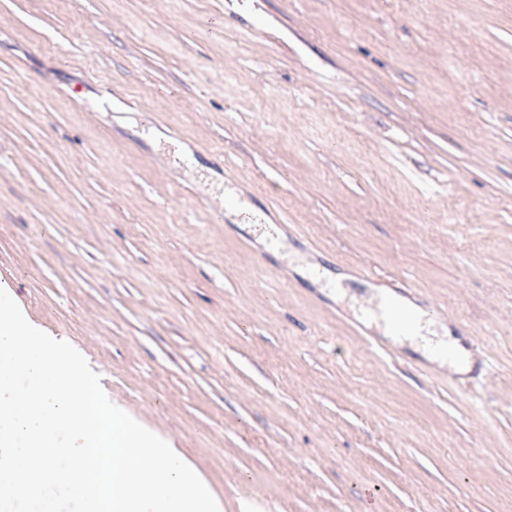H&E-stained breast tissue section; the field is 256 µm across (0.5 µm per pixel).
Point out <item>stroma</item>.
I'll list each match as a JSON object with an SVG mask.
<instances>
[{
  "label": "stroma",
  "instance_id": "1",
  "mask_svg": "<svg viewBox=\"0 0 512 512\" xmlns=\"http://www.w3.org/2000/svg\"><path fill=\"white\" fill-rule=\"evenodd\" d=\"M305 263L407 275L490 375ZM0 288L224 512H512V0H0ZM372 311L377 317H384L387 320L389 325L394 329V334L398 335L396 336L397 338L402 336L409 340L411 344H416L418 347L422 348L424 353H428L434 359H438L441 356L437 351L438 347L443 348L446 345H448V347H458L457 341H451L450 339L451 332L449 328L447 343L443 340L444 336L437 340L435 345H432L431 340L427 339L425 336H404L412 331L414 322L410 316L391 303H384L380 307H373ZM418 338L420 341H418Z\"/></svg>",
  "mask_w": 512,
  "mask_h": 512
}]
</instances>
